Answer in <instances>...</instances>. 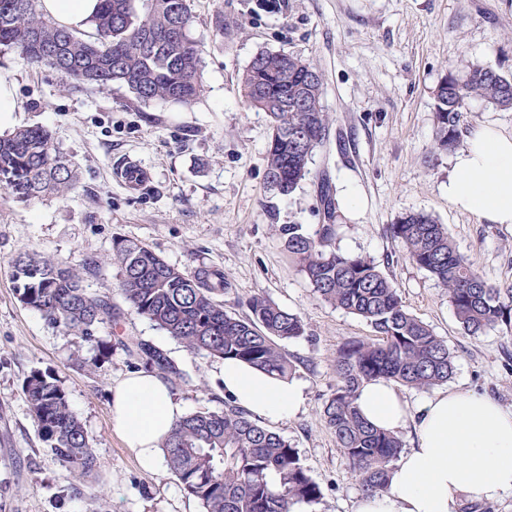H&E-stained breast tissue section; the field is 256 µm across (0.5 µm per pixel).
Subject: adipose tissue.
Here are the masks:
<instances>
[{
  "label": "adipose tissue",
  "mask_w": 512,
  "mask_h": 512,
  "mask_svg": "<svg viewBox=\"0 0 512 512\" xmlns=\"http://www.w3.org/2000/svg\"><path fill=\"white\" fill-rule=\"evenodd\" d=\"M448 203L488 224H512V132L477 125L453 158ZM222 385L235 405L260 419L294 416L302 386L225 360ZM357 403L371 424L390 431L413 425V448L400 454L387 492L358 500L354 512H460L464 504L512 495V409L485 396L448 390L409 410L390 382L365 383ZM185 413L156 373L126 374L112 387V426L139 465L161 471L162 443Z\"/></svg>",
  "instance_id": "1"
}]
</instances>
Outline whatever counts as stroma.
<instances>
[{"label": "stroma", "instance_id": "1", "mask_svg": "<svg viewBox=\"0 0 512 512\" xmlns=\"http://www.w3.org/2000/svg\"><path fill=\"white\" fill-rule=\"evenodd\" d=\"M192 35L203 49L205 93L185 106L135 100L126 89L69 91L59 76L0 54L22 107L15 126L48 129L81 182L64 197L20 202L0 189V512H201L170 470L143 471L112 427L114 383L134 366L121 341L146 339L189 374L172 391L186 413L224 408L221 360L193 354L124 309L120 271L107 264L112 243L134 237L169 263L223 268L232 288L226 310L247 314L257 293L300 313L303 337L285 342L305 392L301 410L272 424L297 448L324 493L312 512H353L361 492L322 417L335 378L331 356L371 325L313 297L289 260L277 225L314 233L318 185L355 190L343 209L340 252L374 260L398 287L406 308L428 323L455 356L447 386L512 408V333L466 335L446 288L410 262L385 229L405 211L446 224L456 249L492 283L512 284V224H487L448 203L450 154L435 148V96L443 77L474 62L512 74V0H192ZM232 27L217 35L216 14ZM307 59L324 79V105L341 139L316 151L310 173L287 197L266 184L268 120L245 103L239 77L260 51ZM137 160L150 178L133 192L116 166ZM24 249L71 261L102 260L85 275L93 294L124 314L102 325L100 346L82 343L22 305L11 277ZM65 389L98 458L92 478H69L47 451L24 385L32 371Z\"/></svg>", "mask_w": 512, "mask_h": 512}]
</instances>
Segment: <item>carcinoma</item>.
<instances>
[{"label":"carcinoma","instance_id":"carcinoma-1","mask_svg":"<svg viewBox=\"0 0 512 512\" xmlns=\"http://www.w3.org/2000/svg\"><path fill=\"white\" fill-rule=\"evenodd\" d=\"M87 24L92 33L85 38L46 16L41 0H0V51L58 73L69 86L125 87L142 103L188 105L201 96L202 49L191 34L190 0H99ZM506 86L512 87V76L490 65L476 63L463 77L448 73L436 94V149L449 153L459 145L471 101L512 109ZM240 87L245 101L268 117V188L289 196L328 138L331 119L322 103V74L298 55L261 51L243 69ZM79 183L78 169L48 130L21 127L0 135V187L17 200L63 197ZM319 201L324 223L314 234L303 233L300 224H282L278 232L312 294L365 319L375 331L373 339L348 340L336 348L331 358L335 388L323 407V419L360 491L372 496L389 490V472L403 443L396 433L362 418L361 386L384 379L428 389L450 379L454 356L426 322L407 310L397 286L374 261L336 250L340 205L327 178L320 182ZM388 231L414 264L448 290V303L464 332L478 336L495 327L512 332V287L488 282L457 251L446 225L424 212H405ZM104 262L119 266L129 311L187 351L235 358L282 378L295 372V361L281 343L306 334L299 314L260 293L248 300V314L229 313L224 294L232 284L224 270L172 265L138 239L114 240L109 257L86 260L80 269L33 251L19 252L12 262L18 300L49 324L97 346L99 327L116 325L122 316L109 297L82 288L81 271ZM118 345L146 370L172 382L186 380L168 352L153 342L120 340ZM24 391L42 440L60 465L78 480L93 473L97 456L59 381L34 371ZM163 448L169 469L202 512H297V506L315 505L323 496L297 449L231 403H224L221 412L202 409L182 417Z\"/></svg>","mask_w":512,"mask_h":512}]
</instances>
